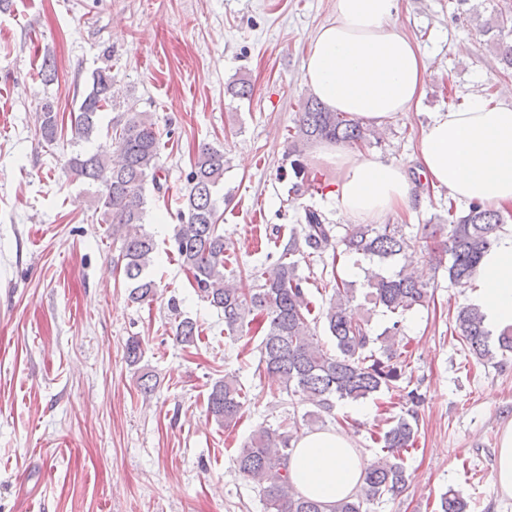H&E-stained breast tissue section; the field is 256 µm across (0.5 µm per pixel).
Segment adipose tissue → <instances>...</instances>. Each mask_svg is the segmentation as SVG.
I'll use <instances>...</instances> for the list:
<instances>
[{
	"mask_svg": "<svg viewBox=\"0 0 512 512\" xmlns=\"http://www.w3.org/2000/svg\"><path fill=\"white\" fill-rule=\"evenodd\" d=\"M399 0H336V16L310 43L305 80L331 111L374 123L409 111L429 74L420 47L397 27ZM318 153L336 171L329 191L339 212L379 219L410 208L415 186L406 170L324 143ZM419 165L431 186L463 203L512 207V102L472 97L462 108L436 113L422 133ZM471 302L485 323L512 325V224L482 257ZM363 462L348 435L319 431L299 437L288 464L305 496L333 502L352 492Z\"/></svg>",
	"mask_w": 512,
	"mask_h": 512,
	"instance_id": "1",
	"label": "adipose tissue"
}]
</instances>
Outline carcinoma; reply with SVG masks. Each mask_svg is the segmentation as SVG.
<instances>
[{"mask_svg":"<svg viewBox=\"0 0 512 512\" xmlns=\"http://www.w3.org/2000/svg\"><path fill=\"white\" fill-rule=\"evenodd\" d=\"M112 66L92 72L88 89L77 111L71 115L72 137L90 138L98 116L112 106ZM113 145L81 151L72 156V171L96 186L102 222L110 225L113 237L121 241L119 258L131 300L151 301L156 283L147 274L157 244L145 229V187L163 189L158 165L160 138L156 123L147 112L128 111L113 125ZM61 132L57 113L47 103L42 112L39 134L48 144ZM377 138L371 123L342 112L329 110L315 97L308 98L288 133L290 166L297 178L309 173L306 149L322 143L346 147L370 145ZM224 176V152L203 144L187 174L188 188L179 211L174 234L175 250L190 276L199 299L224 313L228 335L244 332L251 315L261 318L264 329L260 344L264 373L288 394L297 393L314 410L305 413L317 422L333 415L336 406L367 400L404 378L408 366L398 348L397 335L405 312L430 306L432 295L411 267L415 254L425 250L436 266L447 269L448 280L466 287L475 278L483 253L497 240L504 220L501 214L479 203H470L459 215L448 210L446 224H425L421 236L408 235L399 224H349L341 236L324 223L313 209L304 211L305 224L291 233L276 262L250 274L258 285L235 284L225 274L224 234L219 230L215 188ZM332 251V262L342 254L353 255L378 267L400 266L391 273L368 272L366 296L374 306L392 315V326L379 335L369 321L352 312L355 289L351 283L332 276L327 282L332 294L322 313L335 351L324 350L315 338L309 316L312 302L306 280L297 274L296 255L322 256ZM451 334L476 360L485 363L497 355L512 353V327L492 336L483 315L472 304L457 308L452 316ZM178 342L184 346L199 337L196 322L178 321ZM248 394L237 378L226 374L213 382L207 398V412L225 427L237 423L245 413ZM263 428L254 433L234 456L238 472L258 488L266 512H368L396 499L406 489L408 476L404 454L413 449L418 427L417 415L392 417L379 436L382 454L365 468L360 484L345 498L321 502L304 496L291 483L288 462L294 450L293 428ZM466 502L455 494L440 496V512H466Z\"/></svg>","mask_w":512,"mask_h":512,"instance_id":"cac0c4a2","label":"carcinoma"}]
</instances>
